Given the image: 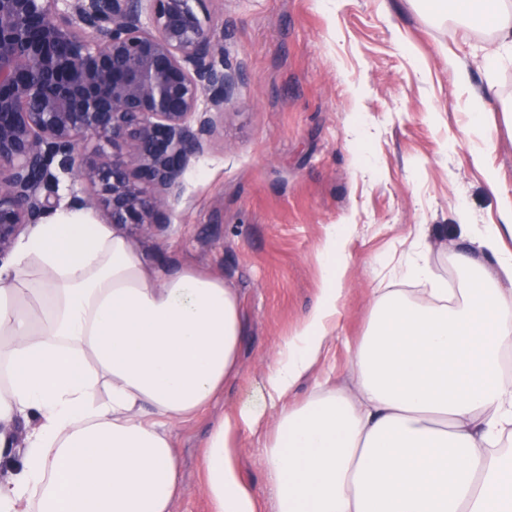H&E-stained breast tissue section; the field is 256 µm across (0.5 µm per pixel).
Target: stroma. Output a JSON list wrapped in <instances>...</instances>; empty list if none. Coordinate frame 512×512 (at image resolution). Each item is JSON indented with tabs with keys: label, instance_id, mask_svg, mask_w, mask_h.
<instances>
[{
	"label": "stroma",
	"instance_id": "35a3bbf8",
	"mask_svg": "<svg viewBox=\"0 0 512 512\" xmlns=\"http://www.w3.org/2000/svg\"><path fill=\"white\" fill-rule=\"evenodd\" d=\"M208 10L246 79L210 149L185 172L170 227L129 237L168 270L224 279L247 323L238 373L220 401L172 427L184 486L173 512H210L208 429L257 401L278 344L320 295V245L332 225L352 227L335 338L293 405L316 381L349 385L374 289L415 295L417 282L401 271L420 255L455 283L452 258L467 244L460 225L500 223L512 201V125L502 117L512 108V53L489 21L430 17L418 0H210ZM490 87L493 188L471 156L481 132L466 105L469 92ZM276 416L267 410L262 429L243 432L235 458L260 512L273 508L265 445Z\"/></svg>",
	"mask_w": 512,
	"mask_h": 512
}]
</instances>
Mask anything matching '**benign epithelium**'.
<instances>
[{
    "mask_svg": "<svg viewBox=\"0 0 512 512\" xmlns=\"http://www.w3.org/2000/svg\"><path fill=\"white\" fill-rule=\"evenodd\" d=\"M208 0H0V263L70 201L140 232L170 224L242 80Z\"/></svg>",
    "mask_w": 512,
    "mask_h": 512,
    "instance_id": "benign-epithelium-1",
    "label": "benign epithelium"
}]
</instances>
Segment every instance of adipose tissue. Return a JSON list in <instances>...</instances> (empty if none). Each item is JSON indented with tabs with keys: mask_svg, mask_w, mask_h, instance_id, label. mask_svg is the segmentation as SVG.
I'll return each instance as SVG.
<instances>
[{
	"mask_svg": "<svg viewBox=\"0 0 512 512\" xmlns=\"http://www.w3.org/2000/svg\"><path fill=\"white\" fill-rule=\"evenodd\" d=\"M492 18L512 47V0H431ZM349 227L320 246L319 299L284 340L264 404L213 425L203 468L211 512H257L233 463L235 438L275 408L265 448L276 512H512V207L468 231L458 287L425 258L407 278L418 298L376 289L348 389L288 396L333 338ZM494 273H487L486 263ZM222 279L152 266L116 227L64 202L0 266V512H172L180 464L171 429L235 374L246 334ZM25 422L23 446L10 429Z\"/></svg>",
	"mask_w": 512,
	"mask_h": 512,
	"instance_id": "1",
	"label": "adipose tissue"
}]
</instances>
